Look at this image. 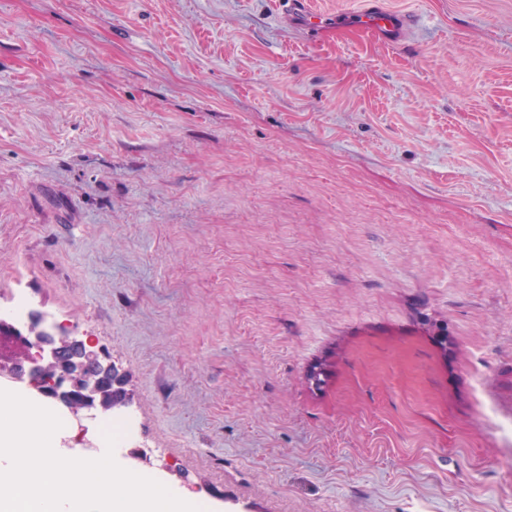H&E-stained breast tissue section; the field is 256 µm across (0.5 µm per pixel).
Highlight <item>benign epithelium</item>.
<instances>
[{
	"label": "benign epithelium",
	"instance_id": "obj_1",
	"mask_svg": "<svg viewBox=\"0 0 512 512\" xmlns=\"http://www.w3.org/2000/svg\"><path fill=\"white\" fill-rule=\"evenodd\" d=\"M52 334L39 322L21 332L0 319V380L24 384L32 396L50 399L84 419L123 413L131 403L124 372L106 361L94 339L73 328L55 326Z\"/></svg>",
	"mask_w": 512,
	"mask_h": 512
}]
</instances>
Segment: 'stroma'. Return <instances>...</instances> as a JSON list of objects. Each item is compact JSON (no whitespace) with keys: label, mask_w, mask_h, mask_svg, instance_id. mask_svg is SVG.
I'll list each match as a JSON object with an SVG mask.
<instances>
[{"label":"stroma","mask_w":512,"mask_h":512,"mask_svg":"<svg viewBox=\"0 0 512 512\" xmlns=\"http://www.w3.org/2000/svg\"><path fill=\"white\" fill-rule=\"evenodd\" d=\"M312 2L0 0V310L202 512H512V0ZM286 4V14L298 19L307 29H315L321 23L322 15L310 6L309 0H282ZM411 23L409 16L390 9L381 1L372 0L358 12L356 24L373 37L394 42ZM56 334L40 322H32L22 333L0 319V381L25 384L32 396L50 399L75 416L94 419L123 413L131 403L123 371L106 361L91 336H75L72 327L56 325ZM69 349L77 350L82 361L70 366Z\"/></svg>","instance_id":"1"}]
</instances>
